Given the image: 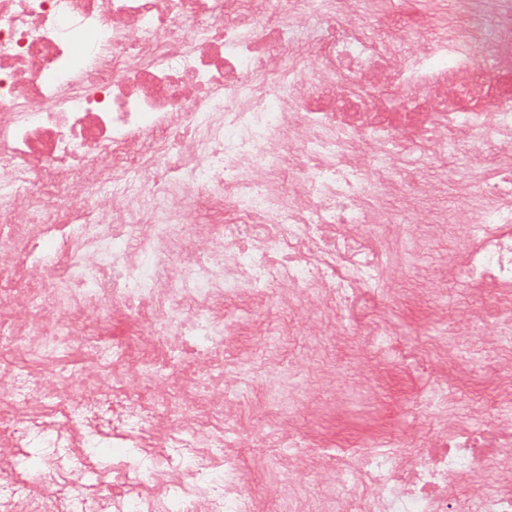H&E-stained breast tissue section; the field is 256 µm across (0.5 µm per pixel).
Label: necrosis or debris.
<instances>
[{"label":"necrosis or debris","mask_w":512,"mask_h":512,"mask_svg":"<svg viewBox=\"0 0 512 512\" xmlns=\"http://www.w3.org/2000/svg\"><path fill=\"white\" fill-rule=\"evenodd\" d=\"M243 2L0 0V255L22 260L29 280L23 302L0 297L10 352L0 403L17 433L44 423L70 451L81 428L111 427L126 451L112 468L127 481L113 512H253L228 449L293 457L300 432H251L224 409L276 385L290 331L357 335L377 354L395 346L402 361L431 365V349L397 344L385 321L353 327L341 300L398 286L440 229L453 281L512 284V236L489 230L512 224V197L489 208L476 189L512 181V141L487 159L460 149V133L483 130V111L449 110L420 133L418 152L403 153L395 130L341 127L305 107L318 89L363 96L372 71L415 99L435 76L500 65L512 0H448L458 22L438 42L353 27L352 0H266L250 18ZM447 153L456 190L446 211L416 204L426 157ZM66 224L84 231L44 267L39 239ZM243 296L285 312L263 333L260 375L224 344V306ZM115 311L170 357L196 343L185 385L153 359L129 361V344L102 345ZM488 316L471 314L475 338L459 342L452 366L512 352V322L487 332ZM444 421L448 443L428 458H365L364 512H512V479L496 476L512 465V432ZM144 469L154 483L130 482ZM459 476L472 492L463 504L449 490Z\"/></svg>","instance_id":"4bbe7bcc"}]
</instances>
